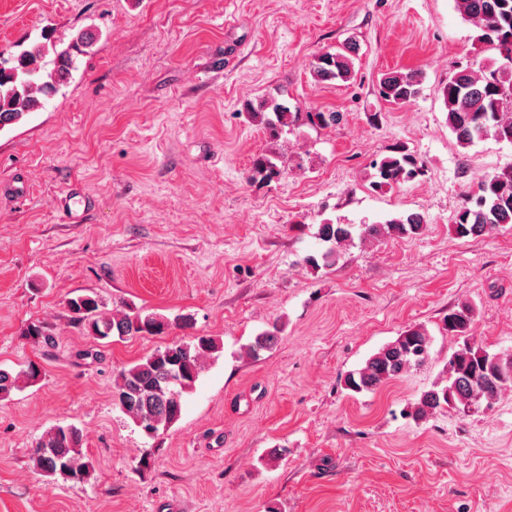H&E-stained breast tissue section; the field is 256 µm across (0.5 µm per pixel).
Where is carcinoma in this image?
I'll return each mask as SVG.
<instances>
[{"label": "carcinoma", "instance_id": "carcinoma-1", "mask_svg": "<svg viewBox=\"0 0 512 512\" xmlns=\"http://www.w3.org/2000/svg\"><path fill=\"white\" fill-rule=\"evenodd\" d=\"M462 18L478 29L477 41L500 52L512 51V0H455ZM93 44L92 34L78 32L65 48L46 43L33 45L12 61L0 60V119L11 128L29 114L43 108L47 99L58 92L75 67L76 57ZM356 45L346 44L335 52L319 55L312 64L316 81L352 78V54ZM54 54L53 68L43 59ZM419 75L415 71L391 70L379 83V94L387 102L403 104L418 96ZM448 129L459 145L468 148L491 137L512 144V67H466L457 71L443 88ZM269 139L276 141L292 128L304 124L332 127L342 120L339 112H301L288 100L271 97L261 108L250 109ZM3 126V127H5ZM0 126V131L3 130ZM377 181L373 188L382 190L411 181L423 174V165L405 147L395 146L391 154L374 161ZM255 173L271 180L281 174L272 157L263 155L254 161ZM499 224H512V166L487 175L474 197L457 211L453 231L459 237H479ZM424 217L419 213L394 216L381 224L360 225V235L371 239L404 237L421 233ZM353 224L319 225V239L329 247L318 256L306 258L314 269L336 264L339 249L353 240ZM71 318L81 324L96 340L135 336H156L171 327L169 321L153 313L128 309L105 311L95 295H78L66 301ZM474 309L461 303L448 309L444 327L448 335L462 343L448 358V377L421 394L406 415L423 420L448 407L460 411H478L490 407L506 390H512V353L492 352L470 336ZM281 329L274 324L246 345L248 356L257 359L278 342ZM24 336L33 343L47 342L51 331L43 322L27 326ZM430 338L420 327L401 332L393 341L371 355L364 366L346 375V389L354 393L374 392L400 378L428 357ZM219 346L209 336H198L192 343L174 341L162 350L118 371L112 381V400L148 437L169 429L181 416L183 395L195 386L205 360L218 352ZM174 371L180 378L178 395L164 387L166 374ZM36 363L17 372L0 369V398L38 379ZM83 434L74 425H56L46 431L33 450V468L65 483L81 485L94 472L92 461L82 452Z\"/></svg>", "mask_w": 512, "mask_h": 512}]
</instances>
